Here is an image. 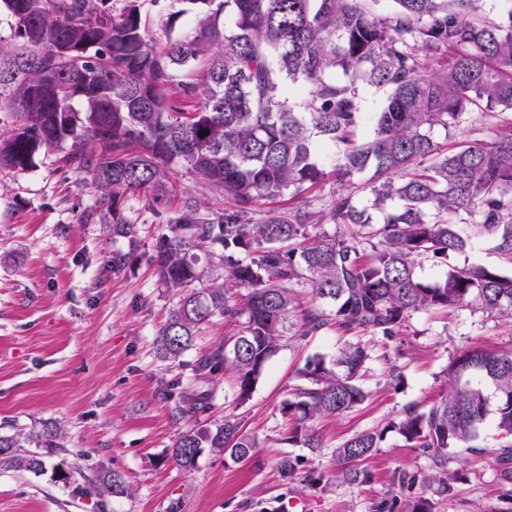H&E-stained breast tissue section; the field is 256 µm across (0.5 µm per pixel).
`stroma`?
Wrapping results in <instances>:
<instances>
[{"label": "stroma", "instance_id": "1", "mask_svg": "<svg viewBox=\"0 0 512 512\" xmlns=\"http://www.w3.org/2000/svg\"><path fill=\"white\" fill-rule=\"evenodd\" d=\"M57 150L40 152L24 173L0 171V430L40 431L54 423L64 450L46 472L0 474V512H409L423 497L431 512H505L496 431L479 449L448 455L450 492L432 481L427 450L409 447L388 426L411 404L428 408L445 388V370L462 351L512 345V321L472 309L417 313L396 336L359 335L370 359L361 380L366 399L350 411L312 421L323 446L285 443L282 404L308 358L334 356L335 329L288 337L250 397L236 401L232 367L198 376V359L237 335L243 319H217L178 360L162 358L154 338L176 296L163 288L152 260L169 219L185 206L223 214V194L188 171L162 196L126 195L132 235L114 231L112 210L98 203ZM210 392L205 421L235 413L263 446L247 463L202 452L194 471L170 458L177 434L193 424L181 414L174 380ZM382 429L380 448L363 465L366 479L337 477L333 451L351 435ZM290 458L289 476L278 470ZM121 474L128 495L101 498L99 470ZM318 474L315 483L308 473Z\"/></svg>", "mask_w": 512, "mask_h": 512}]
</instances>
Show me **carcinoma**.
Returning a JSON list of instances; mask_svg holds the SVG:
<instances>
[{
    "label": "carcinoma",
    "mask_w": 512,
    "mask_h": 512,
    "mask_svg": "<svg viewBox=\"0 0 512 512\" xmlns=\"http://www.w3.org/2000/svg\"><path fill=\"white\" fill-rule=\"evenodd\" d=\"M164 2L166 32L179 35L160 50L137 0L118 15L112 0H0L15 36L0 46V170L26 172L39 152L70 144L64 164L98 203L112 204V223L127 234L120 197L162 195L180 168L229 201L213 219L185 208L156 244L157 276L179 296L155 339L161 357H181L216 317L245 318L230 345L196 365L205 376L231 362L245 401L282 346L300 286L317 302L302 314L304 336L326 327L397 336L415 313L469 306L512 319V275L448 263L475 233L512 263V6L488 22L472 0H393L387 17L372 0ZM435 56L446 61L431 70ZM361 85L385 92L368 134ZM304 88L298 108L291 98ZM470 110L499 118L491 141H436L437 129ZM327 182L336 185L329 207L309 210L305 194ZM361 193L382 220L357 206ZM284 198L288 210L252 218ZM324 224L341 231L327 234ZM425 261L446 269L426 281ZM368 359L363 345L346 342L330 359L307 361L303 384L282 404L299 422L288 442L322 447L307 421L365 400ZM445 373L439 400L407 406L394 423L408 446L429 451L444 492L448 449L478 447L490 413L512 462V347L463 351ZM171 389L181 413L210 409V394L179 380ZM62 435L56 424L1 433L0 473L44 474ZM383 437L369 429L347 439L334 451L339 473L363 476ZM259 447L228 415L186 428L170 458L190 472L206 449L241 462ZM96 487L110 497L129 491L110 471Z\"/></svg>",
    "instance_id": "obj_1"
}]
</instances>
